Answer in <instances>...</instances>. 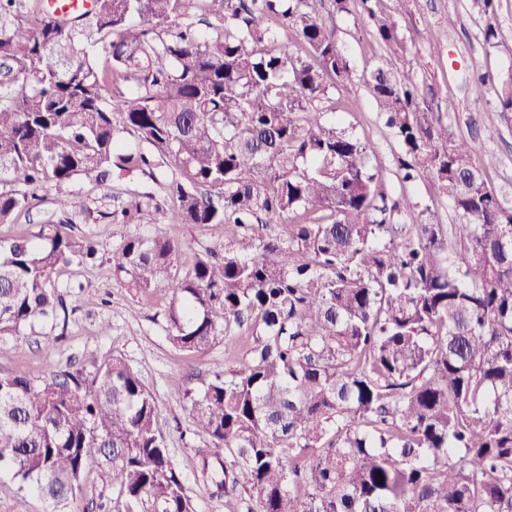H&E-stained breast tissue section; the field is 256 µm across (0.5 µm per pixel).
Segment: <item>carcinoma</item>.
I'll return each mask as SVG.
<instances>
[{"label":"carcinoma","mask_w":512,"mask_h":512,"mask_svg":"<svg viewBox=\"0 0 512 512\" xmlns=\"http://www.w3.org/2000/svg\"><path fill=\"white\" fill-rule=\"evenodd\" d=\"M373 2L333 0L395 53V23ZM315 3L92 0L63 17L0 0V224L56 189L41 243L0 240V337L56 321L54 273L96 257L66 231L67 184L165 166L171 205L134 199L123 222L151 208L168 228L220 224L224 256L179 279L184 243L165 231L124 240L112 274L167 287L180 351L248 337L182 393L224 449L199 469L211 495L242 490L248 512H512V208L486 181L494 158H476L413 79L376 66L366 83L401 148L400 181L429 177L458 216L396 223L418 204L387 193L371 146L314 108L352 77ZM116 112L154 153L121 145ZM100 462L112 512H193L155 398L122 359L91 379L0 374V469L20 490L81 512Z\"/></svg>","instance_id":"cac0c4a2"}]
</instances>
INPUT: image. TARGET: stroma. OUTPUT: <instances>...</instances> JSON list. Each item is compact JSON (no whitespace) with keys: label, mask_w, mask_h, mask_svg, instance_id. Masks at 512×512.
<instances>
[{"label":"stroma","mask_w":512,"mask_h":512,"mask_svg":"<svg viewBox=\"0 0 512 512\" xmlns=\"http://www.w3.org/2000/svg\"><path fill=\"white\" fill-rule=\"evenodd\" d=\"M375 9L396 22L403 41L398 53L390 54L382 48L363 15L334 13L331 0H320L318 10L327 24L335 26L339 46L353 69L350 81L337 84L330 89L327 100L319 102L324 119L372 146L370 163L390 194L406 193L420 203L421 212L409 216V223H456L448 200L433 194L429 178L409 187L400 182L399 147L379 118L373 94L363 80L364 74L378 65L398 75H410L421 87L430 110L441 113L479 155L498 158L497 167L487 172V181L503 204L512 208V112L498 107L495 92L497 84L512 80V0H497L496 12L490 17L483 14L475 0H376ZM452 16L457 19L453 25L448 22ZM489 24L501 33L499 46H488L483 40V30ZM478 69L491 72L494 84H476L473 73ZM490 125L499 128V138H484L483 130ZM163 176L162 169L157 168L100 185L81 177L68 185L75 212L70 231L94 242L98 260L56 272L54 283L67 309L59 339L39 345L29 331L0 339V374L22 371L38 381L55 370H80L91 377L112 358H122L155 397L158 426L168 441L171 459L195 512H247V501L213 497L199 484L196 451L210 446L211 440L195 427L187 407L176 396L184 388H202L213 370L223 364L228 347L244 348V337L219 340L199 354L183 353L168 339L166 312L170 297L165 289L138 293L112 275L113 250L128 237L155 230L146 220L122 223L115 217L116 210L144 195L168 206L161 186ZM54 195L51 189L40 192L30 214L21 215L17 223L0 224V240L35 238L54 208ZM172 232L184 242L177 264L182 277L191 274L198 256L209 249L221 250L224 243V228L218 224H185L173 227ZM113 496L109 468L91 466L85 478V512H111Z\"/></svg>","instance_id":"1"}]
</instances>
